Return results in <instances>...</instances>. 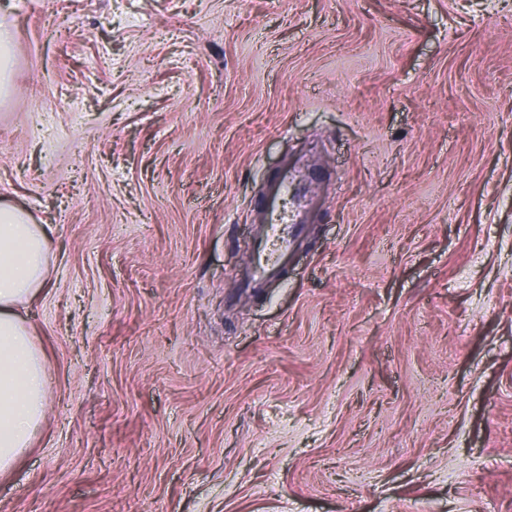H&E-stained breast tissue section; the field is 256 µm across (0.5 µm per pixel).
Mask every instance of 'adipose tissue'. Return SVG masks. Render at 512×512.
Instances as JSON below:
<instances>
[{
	"label": "adipose tissue",
	"mask_w": 512,
	"mask_h": 512,
	"mask_svg": "<svg viewBox=\"0 0 512 512\" xmlns=\"http://www.w3.org/2000/svg\"><path fill=\"white\" fill-rule=\"evenodd\" d=\"M50 237L28 212L0 205V472L30 446L48 410L46 357L19 310L48 280Z\"/></svg>",
	"instance_id": "1"
}]
</instances>
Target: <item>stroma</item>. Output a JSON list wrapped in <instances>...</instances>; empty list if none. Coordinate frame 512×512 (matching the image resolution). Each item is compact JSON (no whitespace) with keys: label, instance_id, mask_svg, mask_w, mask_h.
I'll return each instance as SVG.
<instances>
[{"label":"stroma","instance_id":"stroma-1","mask_svg":"<svg viewBox=\"0 0 512 512\" xmlns=\"http://www.w3.org/2000/svg\"><path fill=\"white\" fill-rule=\"evenodd\" d=\"M48 413L0 512H512V0H0ZM305 228L250 280L266 183ZM293 178L288 177V173L282 174L270 184V193L264 199L267 206H271L272 214L276 209V203L281 198H286L293 194L295 190Z\"/></svg>","mask_w":512,"mask_h":512}]
</instances>
